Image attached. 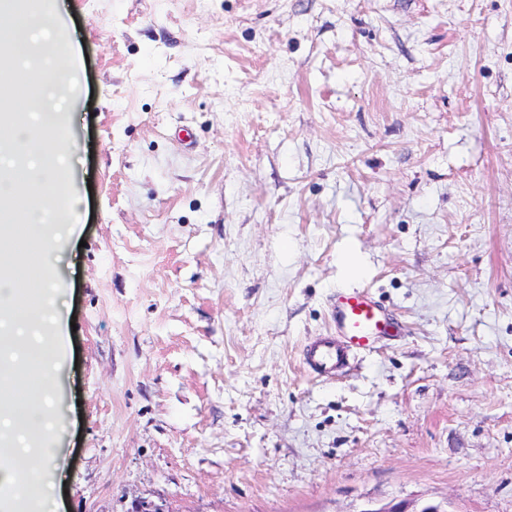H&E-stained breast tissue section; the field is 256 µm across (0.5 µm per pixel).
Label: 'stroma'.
Returning a JSON list of instances; mask_svg holds the SVG:
<instances>
[{
	"instance_id": "stroma-1",
	"label": "stroma",
	"mask_w": 512,
	"mask_h": 512,
	"mask_svg": "<svg viewBox=\"0 0 512 512\" xmlns=\"http://www.w3.org/2000/svg\"><path fill=\"white\" fill-rule=\"evenodd\" d=\"M36 2L81 59L62 512H512V0ZM348 288L402 333L315 376Z\"/></svg>"
}]
</instances>
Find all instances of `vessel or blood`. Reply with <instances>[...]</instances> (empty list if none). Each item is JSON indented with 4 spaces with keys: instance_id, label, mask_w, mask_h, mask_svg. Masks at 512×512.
I'll return each mask as SVG.
<instances>
[{
    "instance_id": "b4317fda",
    "label": "vessel or blood",
    "mask_w": 512,
    "mask_h": 512,
    "mask_svg": "<svg viewBox=\"0 0 512 512\" xmlns=\"http://www.w3.org/2000/svg\"><path fill=\"white\" fill-rule=\"evenodd\" d=\"M336 333L315 340L307 349L305 363L319 376L344 369L357 353L371 350L380 337L391 334L392 318L363 289H348L336 296L333 305Z\"/></svg>"
}]
</instances>
